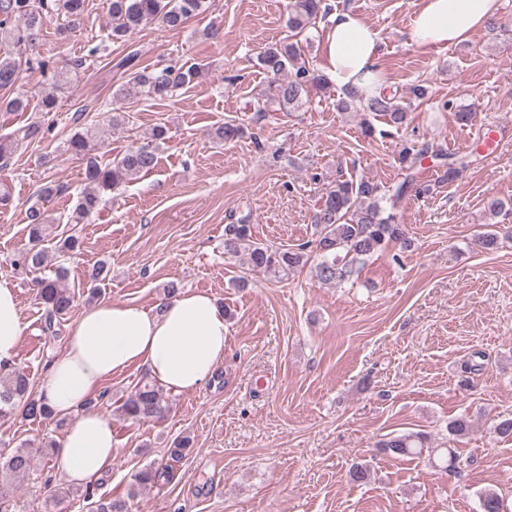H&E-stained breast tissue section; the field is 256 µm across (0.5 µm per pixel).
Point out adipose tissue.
Here are the masks:
<instances>
[{
	"label": "adipose tissue",
	"mask_w": 512,
	"mask_h": 512,
	"mask_svg": "<svg viewBox=\"0 0 512 512\" xmlns=\"http://www.w3.org/2000/svg\"><path fill=\"white\" fill-rule=\"evenodd\" d=\"M499 9V0H421L406 32L417 47L467 40ZM324 71L341 89L371 97L385 87L379 37L351 9L332 14L326 31ZM224 312L204 292L186 290L150 313L134 303L101 302L73 322L63 354L54 359L38 393L71 422L54 450L57 475L86 485L112 465V420L83 405L103 381L136 366L166 389L189 392L204 385L224 358ZM25 331L14 286L0 280V363H11Z\"/></svg>",
	"instance_id": "ef3b65f1"
}]
</instances>
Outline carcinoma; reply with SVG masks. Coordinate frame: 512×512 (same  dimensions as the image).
I'll list each match as a JSON object with an SVG mask.
<instances>
[{
  "instance_id": "carcinoma-1",
  "label": "carcinoma",
  "mask_w": 512,
  "mask_h": 512,
  "mask_svg": "<svg viewBox=\"0 0 512 512\" xmlns=\"http://www.w3.org/2000/svg\"><path fill=\"white\" fill-rule=\"evenodd\" d=\"M209 0H110L112 23L109 36L114 43L126 44L130 34L147 22L157 21L170 30H178L207 13ZM290 28L301 34L311 25L322 10V0H290ZM85 11V0H0V38H9L18 46H26L35 40L37 32L53 19L62 21L61 29H74ZM138 54L131 51L120 62L125 81L116 92V99L126 104L133 99L164 100L197 81L199 67L185 63L167 65L162 68L138 66ZM23 53L0 56V91L13 88L17 81ZM42 69H51V83L38 93L40 111L49 116L62 107L63 96L78 83L83 72V61L79 58H62L50 63L38 61ZM258 67L268 78L267 87L261 93L263 101L259 111L292 112L308 99L310 89L321 87L326 79L302 57L298 46L288 43H270L257 56ZM427 89L422 85L409 88L408 94H398L385 88L368 99L349 91L337 103L341 111L364 112L363 131L366 137L375 134L372 117H382L386 124L401 128L408 117L410 104L406 97L422 99ZM30 107L29 96L19 93L0 98V109L26 112ZM53 124L33 123L16 134L0 136V168L8 166L13 149L21 139L36 140L51 132ZM168 130L162 125L154 127L151 142L131 146L121 157L108 163L99 160L96 153L101 138L99 128L87 123L71 129L61 150L81 161L86 187L77 197L69 221L82 224L100 208L103 195L114 192L126 182L155 168L157 145L166 141ZM244 125L233 121L216 128V138L232 141L244 136ZM439 161L446 169L448 180L469 166V156L448 154L440 148L424 143L403 145L395 163L402 172V180L383 189L367 179H336L330 183L314 224L317 237L295 248H273L252 240L251 225L241 222L224 226V255L237 261L246 275L253 273L286 277L291 272L305 267L311 254L319 256L314 266L315 276L326 284H340L355 272L356 266L366 258L382 251L389 244H400L407 250L412 240L406 236L404 226L396 214L384 206L385 202L396 205L409 192L415 182L416 168L426 156ZM28 244L18 250L12 260L15 270L31 276L35 299L43 310L42 332L48 339H56L61 323L66 321L76 302V293L66 284L68 268L63 262L55 267L54 277L41 275L48 264L49 254L62 258L72 257L81 251L82 241L73 234H52L44 211L34 205L28 215ZM110 270L106 263L98 262L86 272L88 293L92 298L101 292V285L109 280ZM161 389L153 381L137 384L120 405L122 415L136 422H150L161 417ZM19 416L25 421H45L55 417L51 408L38 397L30 378L21 370L0 371V419ZM469 429L465 419H456L448 424V442L456 443ZM426 439L416 433L392 435L381 439L377 448L390 457L400 458L420 455ZM192 439L185 435L177 437L167 448V458L180 461L191 451ZM437 466L450 474H458V451L455 448H432ZM34 456L28 448L0 449V478H18L27 475L33 467ZM166 468H145L134 475L137 486L153 485L160 481ZM96 489L88 485L81 491L86 501L94 504L93 512H127L121 499L95 498ZM479 512H506L502 498L493 490L479 494Z\"/></svg>"
}]
</instances>
